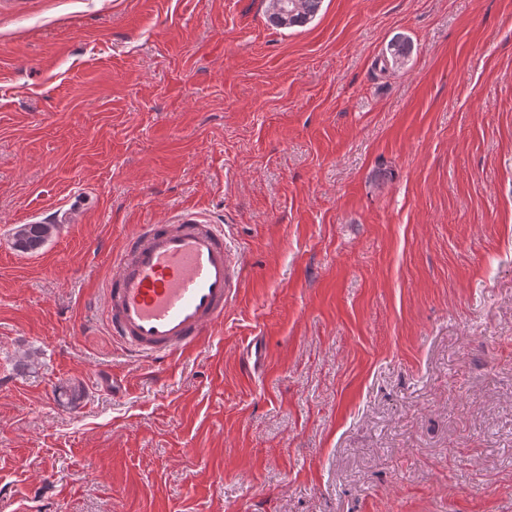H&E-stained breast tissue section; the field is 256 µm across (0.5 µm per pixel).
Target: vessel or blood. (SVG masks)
<instances>
[{
    "instance_id": "1",
    "label": "vessel or blood",
    "mask_w": 512,
    "mask_h": 512,
    "mask_svg": "<svg viewBox=\"0 0 512 512\" xmlns=\"http://www.w3.org/2000/svg\"><path fill=\"white\" fill-rule=\"evenodd\" d=\"M239 278L223 225L193 212L139 225L104 283L108 331L124 352L164 366L223 322Z\"/></svg>"
}]
</instances>
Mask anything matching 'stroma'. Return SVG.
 <instances>
[{
    "mask_svg": "<svg viewBox=\"0 0 512 512\" xmlns=\"http://www.w3.org/2000/svg\"><path fill=\"white\" fill-rule=\"evenodd\" d=\"M266 8L0 0V512H512V0ZM187 210L240 287L158 370L92 302ZM267 19L276 27L304 26L318 14L322 0H268ZM411 51V43L405 36L393 37L387 44L381 70L388 72L401 69L408 62ZM57 227L53 224H21L13 235L14 249L20 253L38 252L54 234Z\"/></svg>",
    "mask_w": 512,
    "mask_h": 512,
    "instance_id": "35a3bbf8",
    "label": "stroma"
}]
</instances>
